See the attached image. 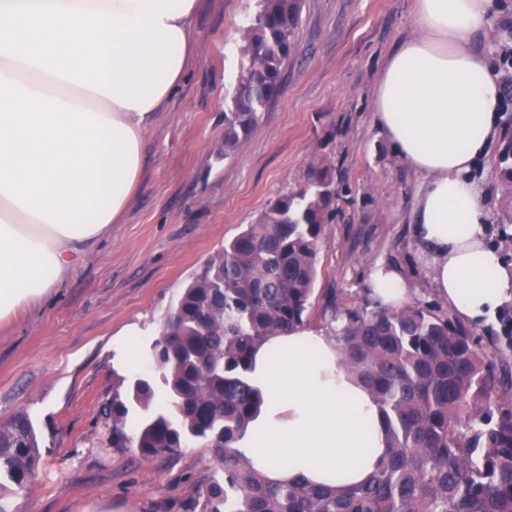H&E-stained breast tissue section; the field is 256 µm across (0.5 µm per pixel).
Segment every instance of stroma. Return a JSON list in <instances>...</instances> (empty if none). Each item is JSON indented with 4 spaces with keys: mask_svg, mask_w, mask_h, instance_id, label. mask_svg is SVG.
<instances>
[{
    "mask_svg": "<svg viewBox=\"0 0 512 512\" xmlns=\"http://www.w3.org/2000/svg\"><path fill=\"white\" fill-rule=\"evenodd\" d=\"M255 0H200L194 56L173 98L144 140L140 189L119 224L42 302L0 323V420L24 408L36 421L42 458L19 512H188L212 472L207 449L144 457L112 445L105 408L132 372L112 365V339L136 324L140 347L157 338L181 288L244 225L320 164L336 176V219L326 227L308 325L330 327V302L374 308L366 287L378 261L400 268L414 302L443 308L414 235L420 176L381 135L376 85L388 55L415 31L416 0H302L295 49L281 93L229 159L224 110L240 66V29ZM471 46L487 54L499 81L512 47V0H496ZM512 136V105L473 177L488 214V243L505 248L497 163ZM481 350L500 362L512 347V305L475 326Z\"/></svg>",
    "mask_w": 512,
    "mask_h": 512,
    "instance_id": "1",
    "label": "stroma"
}]
</instances>
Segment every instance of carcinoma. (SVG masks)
I'll use <instances>...</instances> for the list:
<instances>
[{
	"instance_id": "obj_1",
	"label": "carcinoma",
	"mask_w": 512,
	"mask_h": 512,
	"mask_svg": "<svg viewBox=\"0 0 512 512\" xmlns=\"http://www.w3.org/2000/svg\"><path fill=\"white\" fill-rule=\"evenodd\" d=\"M301 12L302 0H257L243 24L224 158L277 99ZM497 173L501 219L512 224V139ZM336 196L332 169L315 168L181 289L148 351L154 371L112 395V445L144 456L208 449L216 469L192 512H512V364L495 366L469 329L417 303L394 311L331 305V321H344L342 364L373 394L387 429V456L367 481L276 483L237 450L263 404L253 351L307 322ZM40 457L27 411L0 423V512H16L13 494L34 480Z\"/></svg>"
}]
</instances>
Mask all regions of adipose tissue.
I'll list each match as a JSON object with an SVG mask.
<instances>
[{
    "instance_id": "1",
    "label": "adipose tissue",
    "mask_w": 512,
    "mask_h": 512,
    "mask_svg": "<svg viewBox=\"0 0 512 512\" xmlns=\"http://www.w3.org/2000/svg\"><path fill=\"white\" fill-rule=\"evenodd\" d=\"M199 0H0V322L59 287L141 184L153 116L191 65ZM495 0H417V33L386 60L375 120L423 178L415 234L439 298L478 325L512 301L471 170L498 126L500 85L471 35ZM398 310L403 273L370 269ZM264 403L238 444L274 482L357 485L386 452L379 409L334 334L296 328L257 350Z\"/></svg>"
}]
</instances>
